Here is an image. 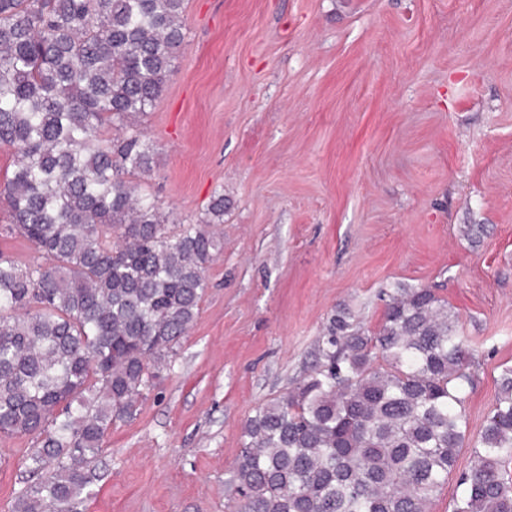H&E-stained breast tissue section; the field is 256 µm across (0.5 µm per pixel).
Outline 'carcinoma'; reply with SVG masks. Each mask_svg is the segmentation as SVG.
Listing matches in <instances>:
<instances>
[{"label":"carcinoma","instance_id":"carcinoma-1","mask_svg":"<svg viewBox=\"0 0 512 512\" xmlns=\"http://www.w3.org/2000/svg\"><path fill=\"white\" fill-rule=\"evenodd\" d=\"M183 11L0 0V147L16 154L0 200L51 261L0 253V432L35 440L15 512H85L106 435L168 365L223 248V193L172 234L128 179L152 169L131 118L162 96ZM471 363L431 288L392 289L373 333L336 312L306 376L244 423L231 512H430L465 447ZM472 453L451 512H512V366Z\"/></svg>","mask_w":512,"mask_h":512}]
</instances>
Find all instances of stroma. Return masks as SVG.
Instances as JSON below:
<instances>
[{
  "label": "stroma",
  "mask_w": 512,
  "mask_h": 512,
  "mask_svg": "<svg viewBox=\"0 0 512 512\" xmlns=\"http://www.w3.org/2000/svg\"><path fill=\"white\" fill-rule=\"evenodd\" d=\"M183 27L132 180L173 231L223 191L224 247L86 512H228L243 422L310 370L336 309L377 330L400 285L458 316L477 440L512 365V0H185ZM33 445L0 435V512Z\"/></svg>",
  "instance_id": "1"
}]
</instances>
